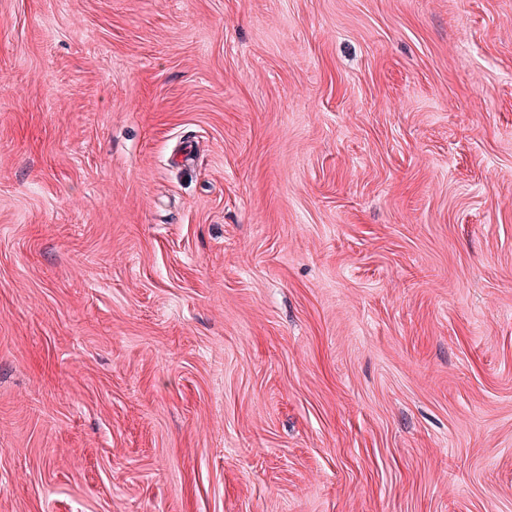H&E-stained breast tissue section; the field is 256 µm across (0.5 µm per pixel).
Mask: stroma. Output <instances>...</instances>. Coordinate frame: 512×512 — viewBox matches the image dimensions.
Segmentation results:
<instances>
[{
	"instance_id": "35a3bbf8",
	"label": "stroma",
	"mask_w": 512,
	"mask_h": 512,
	"mask_svg": "<svg viewBox=\"0 0 512 512\" xmlns=\"http://www.w3.org/2000/svg\"><path fill=\"white\" fill-rule=\"evenodd\" d=\"M0 512H512V0H0Z\"/></svg>"
}]
</instances>
